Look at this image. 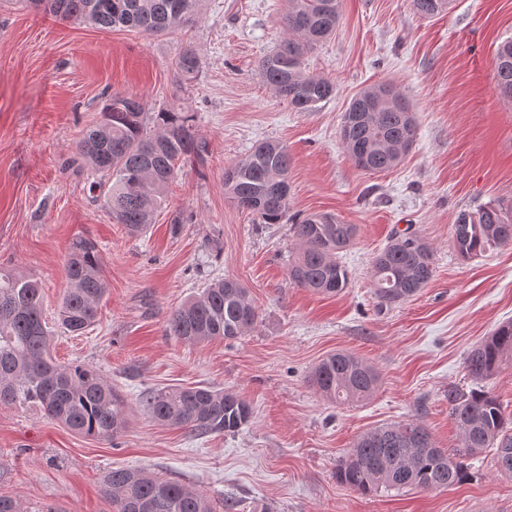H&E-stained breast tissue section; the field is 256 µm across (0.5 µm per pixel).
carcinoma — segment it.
<instances>
[{
	"instance_id": "obj_1",
	"label": "carcinoma",
	"mask_w": 512,
	"mask_h": 512,
	"mask_svg": "<svg viewBox=\"0 0 512 512\" xmlns=\"http://www.w3.org/2000/svg\"><path fill=\"white\" fill-rule=\"evenodd\" d=\"M200 0H43L55 17L87 23L102 30L134 28L146 36L183 29L196 15ZM416 14L434 18L448 12L451 0H411ZM340 0H288L283 17L285 37L259 63L263 83L296 112H312L330 99L333 82L305 69V57L335 33ZM202 62L196 50H183L174 62L179 87L195 81ZM497 87L512 93V39L501 43L495 58ZM392 83L361 90L346 108L341 144L354 164L369 173L397 167V150L413 144L417 126L407 99L395 93L380 97ZM207 150L195 113L182 105L145 111L136 95H116L102 107L100 119L76 146L77 155L104 178L103 207L130 236L142 234L164 203L165 189L179 165ZM286 146L274 140L257 143L224 172V192L260 224L290 223L299 252L288 263V279L301 288L338 295L347 288L349 271L340 253L353 241L357 227L330 213L302 218L289 215ZM462 259L512 244V206L493 200L462 211L451 227ZM434 251L415 233L392 235L375 255L371 281L380 308L416 296L434 276ZM66 289L57 323L80 335L94 322L107 284L99 269L98 250L88 239L75 241L64 262ZM258 312L240 281L218 279L174 310L165 334L189 343L214 338L237 339L251 329ZM53 330L43 319L42 286L37 278L0 268V406L36 408L68 430L112 441L126 424V404L93 366L62 365L51 354ZM512 352V321L475 346L466 359L474 382L490 377L502 357ZM377 370L347 351L323 358L311 383L326 399L339 403L368 400L378 388ZM157 421L194 436L235 433L251 418L239 395L211 386L162 388L143 401ZM449 414L461 447H436L420 424L399 421L362 434L336 469L337 482L363 495L381 490L448 488L468 477L467 460L495 449L499 472L512 475V423L498 399L482 389L448 390ZM114 512H215L211 501L184 484L152 477L140 469L116 468L104 478Z\"/></svg>"
}]
</instances>
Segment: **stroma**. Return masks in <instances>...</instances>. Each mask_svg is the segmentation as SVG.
Listing matches in <instances>:
<instances>
[{
  "label": "stroma",
  "instance_id": "35a3bbf8",
  "mask_svg": "<svg viewBox=\"0 0 512 512\" xmlns=\"http://www.w3.org/2000/svg\"><path fill=\"white\" fill-rule=\"evenodd\" d=\"M286 8V0H201L191 27L147 37L0 0V265L42 281L51 320L69 246L96 243L108 282L97 320L79 336L56 332L52 353L99 369L127 405L111 443L0 408V494L26 512H112L103 478L120 467L200 489L217 512H512V476L498 472L490 448L471 460L466 481L446 489L366 496L336 480L358 436L382 424L416 420L438 447H459L448 391L476 385L468 353L512 320V245L464 260L451 241L460 211L512 203V102L494 79L497 47L512 39V0H453L435 18L415 14L411 0H342L335 34L306 61L336 86L312 112L291 109L258 74L284 36ZM188 47L202 68L180 89L172 63ZM383 81L409 98L417 138L402 166L370 174L350 161L339 129L351 99ZM130 93L150 112L182 100L207 142L202 158L182 163L139 237L110 219L75 150L104 100ZM262 140L288 149L291 212H331L356 225L342 254L344 293L291 284L288 224L257 223L225 195V168ZM179 213L193 221L175 236ZM405 228L433 247L435 273L418 295L385 309L371 260ZM224 277L249 289L256 325L196 345L166 335L170 312ZM339 350L379 371L369 402L336 404L312 386V369ZM201 384L247 400L249 423L196 437L141 405L148 391ZM476 386L511 415L512 354Z\"/></svg>",
  "mask_w": 512,
  "mask_h": 512
}]
</instances>
